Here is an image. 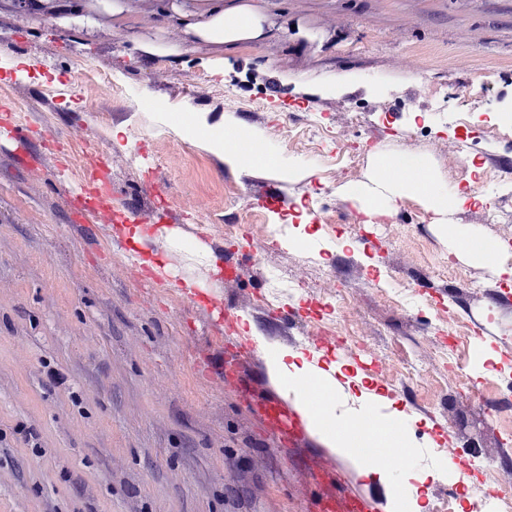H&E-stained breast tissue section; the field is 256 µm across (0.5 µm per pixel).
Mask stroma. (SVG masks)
Returning a JSON list of instances; mask_svg holds the SVG:
<instances>
[{"label": "stroma", "instance_id": "stroma-1", "mask_svg": "<svg viewBox=\"0 0 512 512\" xmlns=\"http://www.w3.org/2000/svg\"><path fill=\"white\" fill-rule=\"evenodd\" d=\"M54 2L57 11L36 13L0 0V107L31 130L47 168L32 181L0 142V512H317L301 447L267 433L245 395L224 387V356L240 337L334 368L351 415L409 423L414 455L385 463V477L337 457L347 484L384 494L381 512H392L410 464L426 475L422 512H472L479 489L495 497L499 478L512 476L502 457L512 393L500 385L512 375V284L464 254L416 196L398 199L388 223H363L333 178L342 152L301 140L310 118L343 126L357 108L344 143L360 155L354 184L419 146L435 184L454 192L445 145L463 159L512 151V132L486 131L493 111L512 110V0H255L269 37L224 49L164 25L171 0H123L120 19L104 16L95 30L61 24L79 0ZM143 41L162 52H141ZM105 75L112 91L92 99ZM271 75L287 106L268 100ZM442 92L476 138L437 127L422 145L412 135L403 114L432 119ZM377 95L397 121L370 110ZM211 131L249 134L274 161L232 165ZM111 156L121 159L116 203L154 201L181 216L183 246L164 277L130 273L116 224L92 234L72 217L70 198ZM258 179L278 205H255ZM485 205L510 223H482ZM334 209L342 223L322 228ZM453 223L492 242L512 233V183L484 181ZM228 224L268 226L276 244L229 286L191 258L200 242L237 261L242 243L225 242ZM472 278L481 292L468 288ZM186 279L207 285L232 320L192 303L178 287ZM257 294L295 312L284 335L268 328ZM450 316L477 321L489 339L436 334L431 319ZM317 319L366 346L316 349L306 326ZM384 357L386 371L368 369ZM402 359L421 376L408 378ZM445 422L466 477L453 503L436 453Z\"/></svg>", "mask_w": 512, "mask_h": 512}]
</instances>
